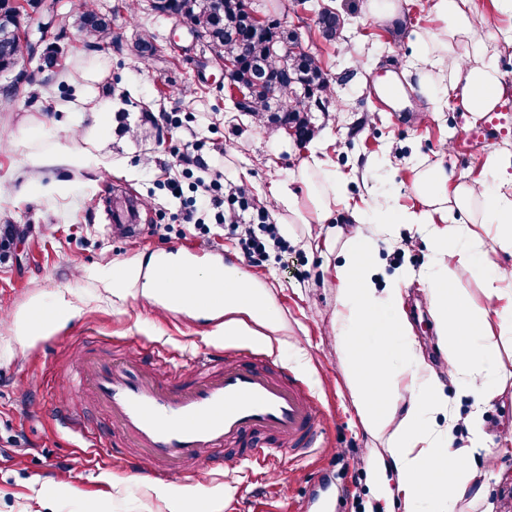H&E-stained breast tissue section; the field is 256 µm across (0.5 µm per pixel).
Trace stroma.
I'll use <instances>...</instances> for the list:
<instances>
[{"label": "stroma", "mask_w": 512, "mask_h": 512, "mask_svg": "<svg viewBox=\"0 0 512 512\" xmlns=\"http://www.w3.org/2000/svg\"><path fill=\"white\" fill-rule=\"evenodd\" d=\"M120 2L93 0L121 41L94 50L77 27L45 32L42 17L29 13L24 25L32 39L57 43L61 64L36 71L25 93L0 109V225L29 227L22 265L0 258V512H165L161 500L135 484L133 466L119 459L125 439L108 414L66 381L77 374L80 350L116 357L135 349L152 369L161 350L185 361L204 347L223 349V318L198 319L136 291L113 290V267L183 259L191 247L198 252L194 266L220 265L230 256L266 290L277 311L275 329L252 324L251 336L239 342L273 349L308 383L327 411L330 450L281 463L271 474L245 464L230 471L220 458L197 468L190 483L170 474L160 484L188 494L208 489L222 512H371L369 462L385 456L387 439L366 434L351 404L350 366L332 329L340 251L326 248L322 234L345 226L348 209L367 210L377 200L416 206L410 186L419 167L440 163L456 177L481 178L488 155L512 152V111L486 141L473 134L482 113L461 108L449 82L436 93L423 91L420 44L443 25L433 0H399L390 17L373 15L370 0H291L285 11L277 0H253L282 28L301 34L330 80L333 99L327 111L313 112L315 134L301 145L237 112L221 65L174 18L152 11L149 0H132L130 11ZM476 2L485 20L478 33L483 60L499 72L507 86L503 100L512 103V12L500 0ZM325 8L343 21L333 41L317 27ZM144 36L157 48L153 57L138 51ZM76 98L79 111H56L57 101ZM74 143L84 156L79 164L67 154ZM198 144L209 171L182 162ZM314 157L345 178L347 206L333 208L320 224H289L271 189L288 179L305 194L297 175ZM215 178L246 185L267 208L270 224H289V235L268 245L262 263L244 259L236 236L215 222L212 210L199 207L198 182ZM173 180L180 183L176 197ZM131 194L141 204L132 235L106 212L110 201ZM189 212L190 223L184 220ZM432 257L428 232L402 226L380 241L372 263L381 281L407 271L401 305L411 338L463 415L472 400L448 379L423 288ZM60 297L74 307V317L20 346L15 319ZM474 342L499 356L504 377L484 418L496 466L512 476V343L494 332ZM61 394L85 424L86 440L58 423Z\"/></svg>", "instance_id": "stroma-1"}]
</instances>
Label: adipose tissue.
Returning <instances> with one entry per match:
<instances>
[{
	"label": "adipose tissue",
	"mask_w": 512,
	"mask_h": 512,
	"mask_svg": "<svg viewBox=\"0 0 512 512\" xmlns=\"http://www.w3.org/2000/svg\"><path fill=\"white\" fill-rule=\"evenodd\" d=\"M434 9L445 26L423 44L427 88L447 79L464 109H493L505 86L496 69L478 61L481 46L475 34L481 18L472 10L471 0H435ZM458 42L471 43V53L452 56ZM303 182L307 206L299 205L287 181L279 182L272 191L276 204L288 211L292 223L325 221L342 202V179L325 171L320 180L307 176ZM411 191L421 203L415 210L386 205L377 207L371 216L350 210L357 230L336 267L340 306L334 333L351 366V402L367 433L388 436L387 461L373 464L375 494L385 501L399 491L409 505L426 504L429 512H454L458 502L468 496L483 502V512H495L494 504L484 499L481 480L498 479L502 473L493 465L483 408L496 395L501 368L495 350L476 348L472 339L494 327L501 336H512V273L480 263L481 237L468 226H450L446 220L454 211L476 213L479 224L494 230L501 248L512 249V192L479 181L458 180L439 164L418 170ZM397 225L421 226L433 242L436 271L424 287L438 325L448 376L464 381L472 399L466 419L449 412L438 375L421 364L414 350L407 318L397 302L404 274L393 275L392 287L380 289L375 284L371 252ZM461 270L483 284L487 304L480 311H473L450 286ZM224 273L229 281L222 302L230 316L224 324L225 334L246 335L244 321L248 318L273 326L276 312L263 289L252 287L250 277L238 267L225 268ZM211 278L208 270L188 273L175 282L141 275L134 266L112 270L114 283H137L149 298L172 293L201 295ZM73 314L68 301L57 299L18 320L17 335L24 342L34 340ZM404 388L413 395L403 407L399 398ZM431 413L446 414L447 427H430L426 417Z\"/></svg>",
	"instance_id": "adipose-tissue-1"
}]
</instances>
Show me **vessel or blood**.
<instances>
[{"label":"vessel or blood","instance_id":"vessel-or-blood-1","mask_svg":"<svg viewBox=\"0 0 512 512\" xmlns=\"http://www.w3.org/2000/svg\"><path fill=\"white\" fill-rule=\"evenodd\" d=\"M78 384L94 394L151 475L190 478L205 456L223 448L259 469L304 459L322 446L324 411L307 387L262 348L203 351L195 376L176 385L125 361L78 356Z\"/></svg>","mask_w":512,"mask_h":512}]
</instances>
